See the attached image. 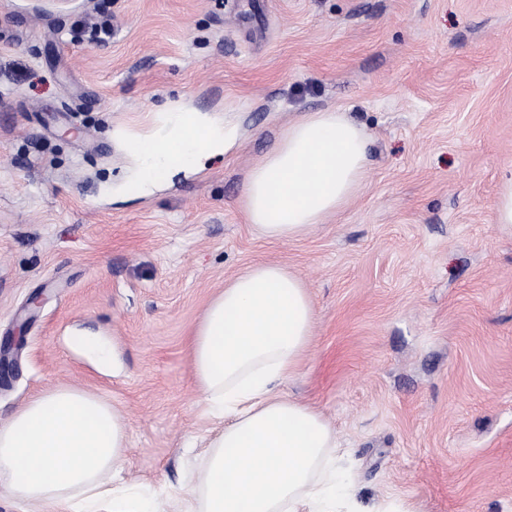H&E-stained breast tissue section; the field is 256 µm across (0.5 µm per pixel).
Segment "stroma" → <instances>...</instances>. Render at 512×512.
I'll list each match as a JSON object with an SVG mask.
<instances>
[{
	"mask_svg": "<svg viewBox=\"0 0 512 512\" xmlns=\"http://www.w3.org/2000/svg\"><path fill=\"white\" fill-rule=\"evenodd\" d=\"M109 23L106 42L92 25ZM236 130L223 156L118 195L127 135L167 106ZM341 108L369 137L352 203L292 240L241 203L288 125ZM512 0H0V422L71 387L128 423L116 486L181 493L216 426L189 342L224 284L299 277L311 343L283 396L331 426L357 512H512ZM90 328L116 371L69 342ZM494 221L496 224L512 226V176L502 184L494 205Z\"/></svg>",
	"mask_w": 512,
	"mask_h": 512,
	"instance_id": "obj_1",
	"label": "stroma"
}]
</instances>
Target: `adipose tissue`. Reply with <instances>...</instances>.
<instances>
[{"instance_id": "adipose-tissue-1", "label": "adipose tissue", "mask_w": 512, "mask_h": 512, "mask_svg": "<svg viewBox=\"0 0 512 512\" xmlns=\"http://www.w3.org/2000/svg\"><path fill=\"white\" fill-rule=\"evenodd\" d=\"M233 128L175 106L154 112L149 134L128 139L134 180L149 192L184 159L223 154ZM369 139L347 112L309 113L288 126L249 171L241 202L258 233L300 237L348 205L368 172ZM315 311L295 275L252 267L208 304L191 338L194 380L225 427L177 512H345L352 501L333 460L336 438L307 404L277 387L309 346ZM127 423L87 391L57 388L0 424V485L15 504L56 512H157L153 500L112 488Z\"/></svg>"}]
</instances>
